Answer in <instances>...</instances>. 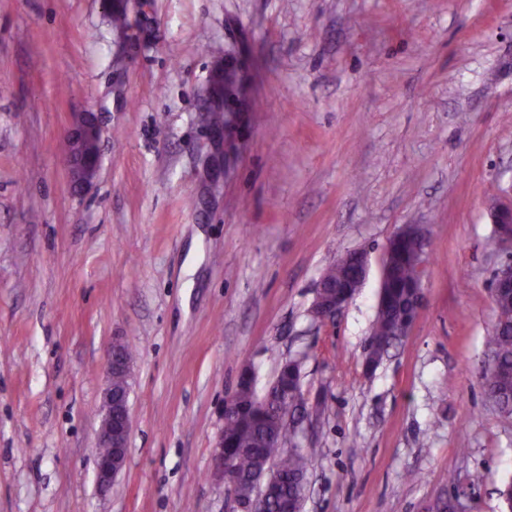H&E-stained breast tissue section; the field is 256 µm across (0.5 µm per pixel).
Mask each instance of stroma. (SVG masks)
<instances>
[{
	"label": "stroma",
	"mask_w": 512,
	"mask_h": 512,
	"mask_svg": "<svg viewBox=\"0 0 512 512\" xmlns=\"http://www.w3.org/2000/svg\"><path fill=\"white\" fill-rule=\"evenodd\" d=\"M0 0V512H232L224 402L301 363L303 512H504L512 415L481 372L492 205L512 195V0ZM237 152L204 110L223 51ZM103 116L94 186L61 145ZM430 239L424 306L374 371L385 246ZM370 271L335 322L323 270ZM133 354L124 469L95 483L114 337ZM322 288H326L322 277L317 281L315 286V295L310 307V315L318 322H326L334 319L336 315L341 313L351 301L353 296L344 297L336 295V302L333 304L325 300L322 296Z\"/></svg>",
	"instance_id": "35a3bbf8"
}]
</instances>
